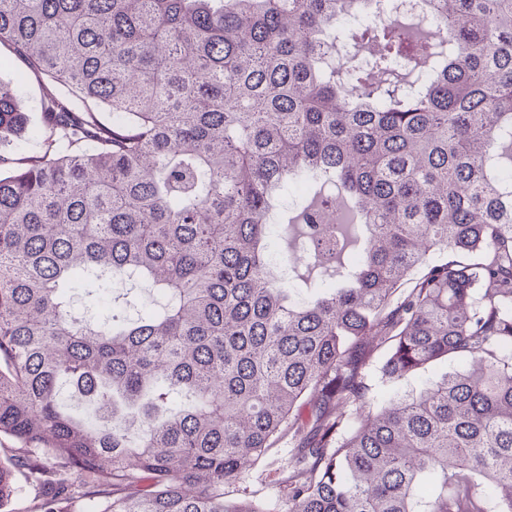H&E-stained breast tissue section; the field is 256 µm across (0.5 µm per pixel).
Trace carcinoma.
Instances as JSON below:
<instances>
[{
    "label": "carcinoma",
    "mask_w": 512,
    "mask_h": 512,
    "mask_svg": "<svg viewBox=\"0 0 512 512\" xmlns=\"http://www.w3.org/2000/svg\"><path fill=\"white\" fill-rule=\"evenodd\" d=\"M381 2L0 0V508L271 512L287 436L285 512H512V0ZM116 281L165 303L74 313ZM19 62L15 60L12 54L1 46L0 49V80L11 81L19 88V94L27 112L32 116L39 115L41 91L36 80L29 79L22 83L16 81ZM449 367L447 362H441L434 365H431L425 373L412 379L410 382L402 383L399 385H391L390 383L383 382L380 376L377 374L372 379V395L374 399L381 403L387 402L391 397L396 396V394H403L405 391L409 390H418L423 382L427 379H435L439 377L444 372L448 371ZM290 449L288 437L280 439L245 478L224 485L225 496L250 498L274 506L280 498V490L271 473L288 459Z\"/></svg>",
    "instance_id": "1"
}]
</instances>
